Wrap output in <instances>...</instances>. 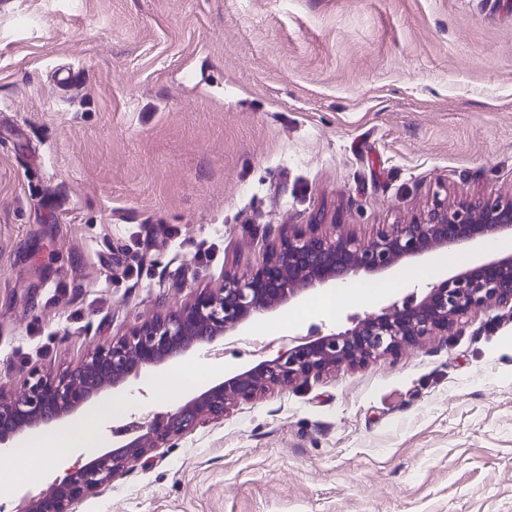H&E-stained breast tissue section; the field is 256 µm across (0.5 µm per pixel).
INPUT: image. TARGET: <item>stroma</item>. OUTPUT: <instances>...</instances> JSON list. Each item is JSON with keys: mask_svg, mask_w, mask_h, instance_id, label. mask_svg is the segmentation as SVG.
I'll list each match as a JSON object with an SVG mask.
<instances>
[{"mask_svg": "<svg viewBox=\"0 0 512 512\" xmlns=\"http://www.w3.org/2000/svg\"><path fill=\"white\" fill-rule=\"evenodd\" d=\"M512 198V0H0V397L259 264L318 214L369 238L434 198ZM374 297L250 323L205 380ZM169 367L135 414L199 392ZM77 512H512V309L238 402Z\"/></svg>", "mask_w": 512, "mask_h": 512, "instance_id": "1", "label": "stroma"}]
</instances>
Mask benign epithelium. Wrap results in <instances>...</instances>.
Masks as SVG:
<instances>
[{"label": "benign epithelium", "mask_w": 512, "mask_h": 512, "mask_svg": "<svg viewBox=\"0 0 512 512\" xmlns=\"http://www.w3.org/2000/svg\"><path fill=\"white\" fill-rule=\"evenodd\" d=\"M321 221L318 216L309 224L285 225L260 264L241 274L225 273L220 287L204 289L182 309L154 316L128 334L97 345L63 374L32 375L20 393L0 400V454L11 451L26 432L53 428L83 411L104 387L122 388L148 368L212 348L223 337L242 332L250 320L298 302L307 291L359 273L385 274L425 254L476 239L512 238V199L461 200L454 205L437 199L423 218L391 224L369 239L327 234ZM492 305L512 308V252L356 317L351 328L325 333L312 326L275 357L225 377L175 409L150 421L112 426L118 446L55 478L48 492L26 500L25 512H75L84 499L120 479L129 462L167 447L207 420L224 417L240 400L396 355L448 335L461 318Z\"/></svg>", "instance_id": "1"}]
</instances>
